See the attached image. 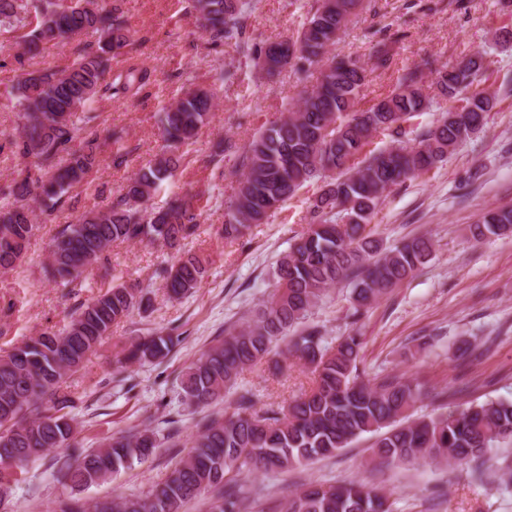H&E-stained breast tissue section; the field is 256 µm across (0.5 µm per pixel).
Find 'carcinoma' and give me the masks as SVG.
I'll list each match as a JSON object with an SVG mask.
<instances>
[{"instance_id": "carcinoma-1", "label": "carcinoma", "mask_w": 512, "mask_h": 512, "mask_svg": "<svg viewBox=\"0 0 512 512\" xmlns=\"http://www.w3.org/2000/svg\"><path fill=\"white\" fill-rule=\"evenodd\" d=\"M185 2L215 51L230 46L268 75L288 65L303 73L319 67L316 84L297 111L262 128L244 147L229 137L217 143L215 156L233 157L242 169L221 228L224 239L243 238L306 183L321 178L323 186L309 213L310 227L277 263V293L187 368L181 398L196 410L213 405L285 339L286 353L312 369L315 385L288 404L263 411L253 409L246 392L232 413L197 423L190 448L163 482L132 498L89 504L70 496L60 501L59 512H184L189 500L205 493L212 497L210 512H247L250 491L230 473L286 471L334 456L365 435L373 439L377 467L445 460L471 467L475 479L483 480L491 452L512 447V400L472 402L416 418L421 388L395 376L375 383L364 379L357 333L332 345L315 328L291 339L288 331L303 323L337 283L353 285L356 316L431 259L430 239L416 236L387 248L366 233V225L385 192L437 167L484 127L494 106L493 96L480 88L491 65L488 53L475 52L454 68L435 70L429 84L420 67L409 68L389 94L361 109L367 66L388 70L393 54L382 42L373 46L367 63L331 53L360 0H317L297 37L262 44L248 31L254 8L248 0ZM0 29L22 32L18 44L28 52L43 43L76 42V58L63 68L27 70L17 57L19 74L6 91L22 125L0 151L34 159V167L9 186L13 201L0 207V270L6 272L21 259L36 212L61 204L68 190L99 165L106 141L91 126L98 118L94 105L107 93L114 100L142 93L152 72L127 50L133 42L117 0H0ZM120 54L128 56L129 65L114 72L111 61ZM217 99L216 89L195 87L165 109L163 146L155 159L110 206L65 225L51 240L48 273L54 281H78L87 268L108 259L116 242L147 240L174 248L196 233L203 218L196 197L176 193L159 209L148 202L197 143ZM442 101L450 106L437 123L418 134L413 146L403 145L404 124ZM378 134L389 136L394 146L366 151ZM110 138L112 164L120 166L131 150L120 132L112 131ZM506 232H512V207L484 212L471 228L476 241ZM205 273V259L186 252L160 275L168 297L181 299L194 293ZM141 303L139 286L116 284L81 304L63 331L43 332L0 355L1 509L17 470L53 448L69 447L74 400L65 378ZM177 341L161 331L138 337L120 362L161 363ZM157 447L158 435L148 427L119 434L103 448L59 459L54 477L73 489L89 487L147 461ZM285 509L390 512V505L383 488L343 481L303 484L288 495Z\"/></svg>"}]
</instances>
